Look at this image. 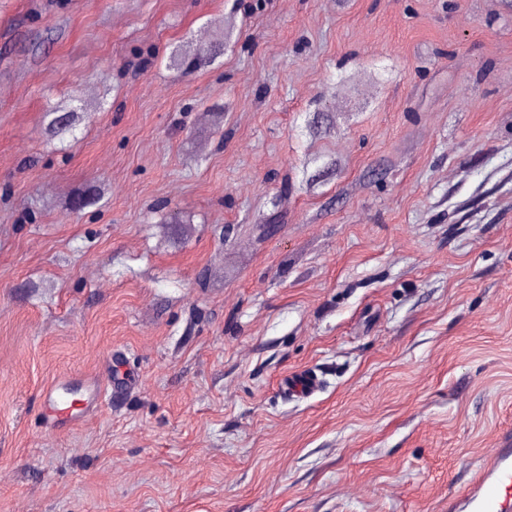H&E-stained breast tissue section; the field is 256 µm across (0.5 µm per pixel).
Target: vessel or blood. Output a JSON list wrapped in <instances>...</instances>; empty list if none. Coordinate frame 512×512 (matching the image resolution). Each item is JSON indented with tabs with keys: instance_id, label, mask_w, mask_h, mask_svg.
<instances>
[{
	"instance_id": "vessel-or-blood-1",
	"label": "vessel or blood",
	"mask_w": 512,
	"mask_h": 512,
	"mask_svg": "<svg viewBox=\"0 0 512 512\" xmlns=\"http://www.w3.org/2000/svg\"><path fill=\"white\" fill-rule=\"evenodd\" d=\"M98 378H88L82 395L63 386L45 395L44 412L52 422L74 418L77 411L95 403L102 395ZM449 512H512V439L491 449L482 459L470 485L448 502Z\"/></svg>"
}]
</instances>
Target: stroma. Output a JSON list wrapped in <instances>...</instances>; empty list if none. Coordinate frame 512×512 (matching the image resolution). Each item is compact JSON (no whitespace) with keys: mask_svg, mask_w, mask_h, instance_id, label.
Masks as SVG:
<instances>
[{"mask_svg":"<svg viewBox=\"0 0 512 512\" xmlns=\"http://www.w3.org/2000/svg\"><path fill=\"white\" fill-rule=\"evenodd\" d=\"M509 431L512 0H0V512H448ZM103 385L96 377L87 379L84 393L80 398H75L76 393L67 391V388L57 384L51 388L45 395L44 412L50 418V426H55L58 422H64L75 418V411L83 409L96 401L102 395ZM46 419L48 424L49 419Z\"/></svg>","mask_w":512,"mask_h":512,"instance_id":"35a3bbf8","label":"stroma"}]
</instances>
